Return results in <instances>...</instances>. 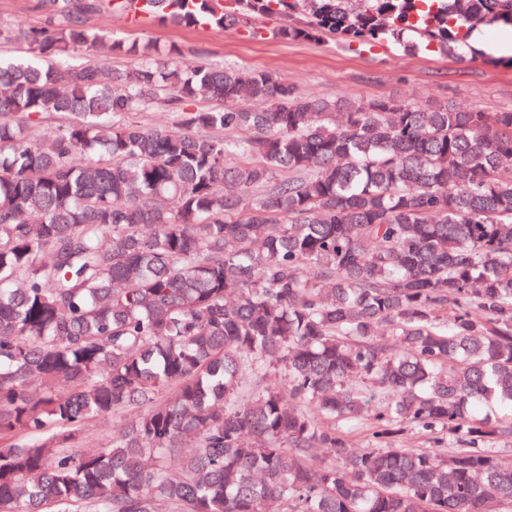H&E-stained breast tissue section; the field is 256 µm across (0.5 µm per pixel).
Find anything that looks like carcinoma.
Segmentation results:
<instances>
[{"instance_id":"carcinoma-1","label":"carcinoma","mask_w":512,"mask_h":512,"mask_svg":"<svg viewBox=\"0 0 512 512\" xmlns=\"http://www.w3.org/2000/svg\"><path fill=\"white\" fill-rule=\"evenodd\" d=\"M142 2L172 25L297 15L275 34L460 56L512 24V0ZM37 9L40 28L0 27L29 45L0 59V512L512 506L492 451L512 440V112L302 96L89 26L126 0ZM153 106L183 132L125 120ZM273 360L284 387L262 385ZM129 410L105 449H64ZM370 410L378 447L348 451ZM409 427L453 440L403 448Z\"/></svg>"}]
</instances>
